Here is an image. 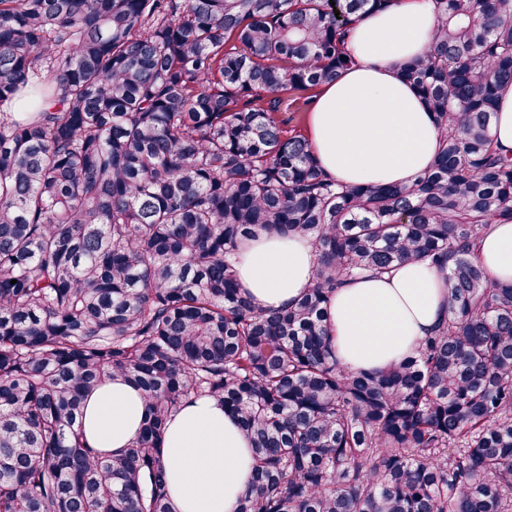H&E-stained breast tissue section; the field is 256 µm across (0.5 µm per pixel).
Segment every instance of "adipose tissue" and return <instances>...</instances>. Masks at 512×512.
<instances>
[{
  "label": "adipose tissue",
  "instance_id": "1",
  "mask_svg": "<svg viewBox=\"0 0 512 512\" xmlns=\"http://www.w3.org/2000/svg\"><path fill=\"white\" fill-rule=\"evenodd\" d=\"M434 27L433 0H386L350 26L345 47L355 63L320 89L308 131L325 175L350 185L409 184L429 166L439 145L435 118L400 70L428 47ZM477 256L497 282L512 283V223L491 225ZM237 268L256 305L281 309L310 287L315 249L303 238L263 234L248 242ZM447 316L441 272L405 262L338 285L327 328L344 366L378 369L411 354ZM145 415L140 389L118 378L87 398L83 434L91 447L115 453L136 439ZM160 454L172 512H233L252 474L239 420L206 397L184 403Z\"/></svg>",
  "mask_w": 512,
  "mask_h": 512
}]
</instances>
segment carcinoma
<instances>
[{
    "label": "carcinoma",
    "mask_w": 512,
    "mask_h": 512,
    "mask_svg": "<svg viewBox=\"0 0 512 512\" xmlns=\"http://www.w3.org/2000/svg\"><path fill=\"white\" fill-rule=\"evenodd\" d=\"M383 2L0 0V512H170L158 448L192 397L251 443L236 512H512V285L476 253L512 222L491 134L512 0H435L401 71L440 132L410 185L336 182L276 117L354 63L347 27ZM273 232L316 258L269 311L236 260ZM417 260L448 318L400 362L345 369L329 292ZM116 375L147 416L103 455L84 399Z\"/></svg>",
    "instance_id": "cac0c4a2"
}]
</instances>
